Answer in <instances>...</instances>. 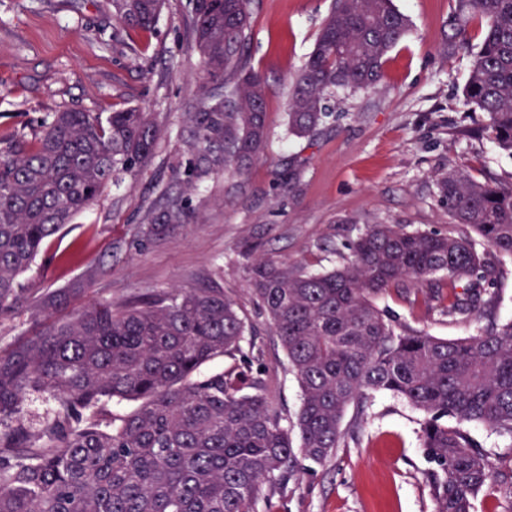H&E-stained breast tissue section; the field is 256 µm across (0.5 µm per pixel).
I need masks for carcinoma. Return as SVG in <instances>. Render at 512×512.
Wrapping results in <instances>:
<instances>
[{"instance_id":"1","label":"carcinoma","mask_w":512,"mask_h":512,"mask_svg":"<svg viewBox=\"0 0 512 512\" xmlns=\"http://www.w3.org/2000/svg\"><path fill=\"white\" fill-rule=\"evenodd\" d=\"M207 84L190 115L192 147L208 167L239 174L267 140L266 83L246 71L250 0H191ZM164 0H112L127 25L153 28ZM484 23L465 87L487 117L484 131L512 155V0H456L454 37ZM409 18L392 0H335L315 49L293 81L288 128L302 137L329 118L338 90L377 86ZM161 130L139 107L54 112L29 140L0 135V308L45 241L89 209L119 174L137 173ZM454 223L512 257V185L473 180L455 168L438 179ZM189 222L179 199L152 213L151 239ZM483 269L467 237L370 224L339 267L311 272L267 255L246 266L301 390L290 425L251 373L254 344L236 302L215 284L174 288L57 316L75 289L42 303V331L0 351V512H255L266 483L296 476V453L314 463L339 447L346 412L388 392L423 415L422 447L435 512H472L494 473L472 438L481 423L512 441V321L465 339H443L393 321L379 295L435 275L447 278L448 315L477 306L468 295ZM231 363L201 374L218 357ZM57 402L37 435L21 424L26 393ZM138 401L130 414L103 411Z\"/></svg>"}]
</instances>
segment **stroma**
<instances>
[{
  "instance_id": "1",
  "label": "stroma",
  "mask_w": 512,
  "mask_h": 512,
  "mask_svg": "<svg viewBox=\"0 0 512 512\" xmlns=\"http://www.w3.org/2000/svg\"><path fill=\"white\" fill-rule=\"evenodd\" d=\"M411 27L390 50L370 91L337 92L333 115L313 135L288 131L291 83L315 47L334 0H253L248 69L266 81L268 141L244 176L199 166L188 116L204 72L187 0H165L153 30L112 14L110 0H0V132L32 138L52 112L108 113L139 106L161 128L151 161L104 188L97 202L43 245L20 276L17 302L0 309V350L44 324L51 293L73 289L71 308L97 301L218 283L234 299L260 354L252 364L283 417H294L299 384L247 282L245 242L314 271L349 256L366 225L468 235L439 198L437 177L454 167L479 182L512 184V157L474 128L484 113L464 97L479 20L451 36L455 0H393ZM178 196L191 222L143 239L148 213ZM489 274L474 288L484 314L449 316L429 284L380 295L379 308L411 328L460 339L512 319V258L485 243ZM345 434L324 464L299 459L287 483L263 487L257 512H434L420 440L422 415L375 393L364 412L348 410Z\"/></svg>"
}]
</instances>
